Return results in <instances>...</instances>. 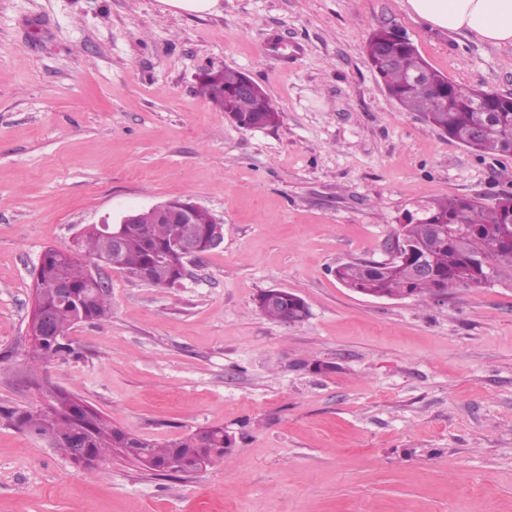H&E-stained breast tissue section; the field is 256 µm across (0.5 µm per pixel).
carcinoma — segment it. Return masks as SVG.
Segmentation results:
<instances>
[{"instance_id":"1","label":"carcinoma","mask_w":512,"mask_h":512,"mask_svg":"<svg viewBox=\"0 0 512 512\" xmlns=\"http://www.w3.org/2000/svg\"><path fill=\"white\" fill-rule=\"evenodd\" d=\"M390 56L386 67L379 65L382 50ZM366 55L372 69L383 82L388 94L406 111L418 112L425 122L440 129L462 145L487 155L512 154V98L456 84L444 74L430 68L414 44L392 27H380L372 32ZM246 75L233 68L208 70L199 82L200 94L216 109L236 124L249 128L276 125L279 112L269 104L261 86L256 95L242 97L236 88ZM497 110L496 119L484 129L481 139L474 140L481 109ZM214 217L201 208L195 212L192 224H138L123 240L119 264L124 271L147 265L151 254L175 237L201 238ZM464 224L467 233L460 240L436 242L438 225ZM404 237L415 248L430 253L431 261L448 287L486 288L494 285L512 286V193H505L493 205L470 197L436 200L421 210L407 213L402 220ZM74 256L59 260L46 254L39 270V285L45 289L44 298L49 310L50 329L42 341L32 345L30 360L47 362L71 351L66 334L73 327L77 304L90 306V321L105 322L112 317L110 291L102 293L99 301L91 299V289L100 284L88 279V268L111 250L110 243L94 227L81 230L76 239ZM60 274L74 284V298L61 300L52 294L50 283ZM336 279L347 288L369 286L389 297H401L411 292L432 296L437 282L413 279L400 265L383 264L370 269L360 263H350L336 269ZM258 311L285 325L304 321L296 313L289 314L278 306L256 304ZM19 427L26 433L36 432L50 446L70 455L77 437L91 439L94 453L102 458L114 448L124 447L123 440L131 434L114 427L109 434L100 431V424L90 425L78 417H55L46 410L28 411L17 417ZM225 430L212 428L210 445L200 447L195 435L173 440L163 446L134 437L138 451L148 454L155 462L154 471L162 474L194 472L196 460H211L212 451L228 452Z\"/></svg>"}]
</instances>
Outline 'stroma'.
<instances>
[{"mask_svg":"<svg viewBox=\"0 0 512 512\" xmlns=\"http://www.w3.org/2000/svg\"><path fill=\"white\" fill-rule=\"evenodd\" d=\"M393 27L455 83L512 97V45L435 28L405 0H0V512H512V288L375 298L340 284L382 261L406 211L512 192L483 155L402 109L372 70ZM259 84L277 126L198 92L208 67ZM190 196L224 243L183 287L112 270V317L25 359L33 272L81 229ZM300 295L309 318L264 317ZM323 370H316V363ZM160 444L203 426L235 443L190 474L110 453L88 476L8 412L57 392ZM172 11L204 15L216 10L219 0H160ZM260 295H261V293L256 298V308L262 315H264L270 319L279 321L280 323H283L285 325H292V324H296V323H300V322L304 321L308 316L309 312L307 313L306 309L303 307V305L300 302H297V305L302 308L301 315L307 314L306 317H300L296 314V312H291V313L288 312V315H287L285 313V311L278 306L263 307L259 303Z\"/></svg>","mask_w":512,"mask_h":512,"instance_id":"1","label":"stroma"}]
</instances>
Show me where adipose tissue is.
Listing matches in <instances>:
<instances>
[{"label":"adipose tissue","mask_w":512,"mask_h":512,"mask_svg":"<svg viewBox=\"0 0 512 512\" xmlns=\"http://www.w3.org/2000/svg\"><path fill=\"white\" fill-rule=\"evenodd\" d=\"M406 4L432 26L493 45L512 44V0H406Z\"/></svg>","instance_id":"obj_1"}]
</instances>
